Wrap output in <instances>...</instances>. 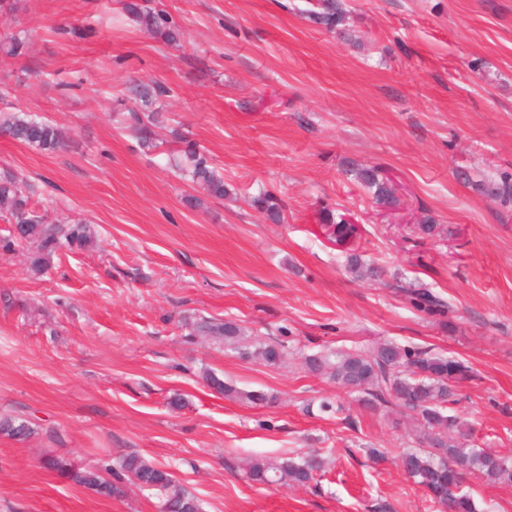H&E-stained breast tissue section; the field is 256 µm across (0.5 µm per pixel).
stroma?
Listing matches in <instances>:
<instances>
[{
  "instance_id": "stroma-1",
  "label": "stroma",
  "mask_w": 512,
  "mask_h": 512,
  "mask_svg": "<svg viewBox=\"0 0 512 512\" xmlns=\"http://www.w3.org/2000/svg\"><path fill=\"white\" fill-rule=\"evenodd\" d=\"M129 0H15L0 11L1 112L62 128L35 150L0 132V174L23 176L49 219L94 225L96 243L61 250L32 274L31 244L0 246V512H161L122 481L103 496L48 468V457L101 470L136 452L165 466L203 512H439L404 475L411 438L396 414L307 371L306 354L390 340L467 363L451 411L470 441L512 452V201L479 185L512 174V0H344V35L305 19L308 0H136L165 10L179 45L143 30ZM160 82L158 149L125 122L131 82ZM196 142L231 195L205 198L169 168ZM375 165L403 204L387 223L346 161ZM285 202L274 224L249 199ZM204 198L203 207L189 197ZM352 214L359 234L332 247L319 213ZM431 216L440 233L420 237ZM383 269L354 278L349 252ZM412 282L448 300L447 317L413 309ZM230 320L258 341L285 338L271 367L184 319ZM271 406L228 399L205 371ZM182 396L184 408L170 407ZM328 398L344 413H321ZM384 452L372 462L368 449ZM317 453L309 487L248 479L251 456Z\"/></svg>"
}]
</instances>
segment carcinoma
<instances>
[{
    "instance_id": "1",
    "label": "carcinoma",
    "mask_w": 512,
    "mask_h": 512,
    "mask_svg": "<svg viewBox=\"0 0 512 512\" xmlns=\"http://www.w3.org/2000/svg\"><path fill=\"white\" fill-rule=\"evenodd\" d=\"M126 10L148 30L164 36L169 43L180 39L178 29L169 26L162 10L145 9L129 3ZM308 18L327 31H334L344 20L339 0H318L308 10ZM167 89L156 83L138 85L133 89L138 108L131 109V120L140 145L152 150L157 147L155 113L150 106ZM0 129L14 139L38 150L55 151L65 145L61 130L46 122L15 113H0ZM180 159L172 164L180 178L201 186L208 197L221 200L229 195L222 176L208 157L189 140H183ZM356 180L373 195L377 205L394 209L399 197L390 180L380 175L376 166L353 167ZM28 185L23 179L5 174L0 178V216L13 225V238L36 244L30 256L31 271L41 274L59 250L84 249L93 243L94 234L87 224L49 222L31 206ZM488 195L504 202L512 200V175L503 173L499 180L483 185ZM251 205L274 223L282 219L284 203L270 191L252 198ZM324 226L336 242L345 244L356 236L354 224L339 219L336 212L325 209L320 214ZM350 271L359 279H373L378 268L367 265L355 253L348 255ZM410 304L428 316H443L447 303L425 288L414 285L401 287ZM188 336H205L236 350L246 359H257L270 366L284 361L283 341L267 343L254 341L245 335L234 321L200 319L186 323ZM307 369L328 376L337 386L359 395L368 409L394 405L411 421L408 433L415 437L418 447L405 449L401 465L406 476L425 490L430 499L448 512H477L474 499L463 485L470 474L487 483H512V457L498 455L486 448L468 445L470 428L458 417L448 414V403L457 383L469 380L471 368L461 360L429 347H412L392 341L377 344L368 351L337 350L316 352L305 357ZM209 388L226 398L252 404H271L277 396L265 391H242L224 382L213 372L205 375ZM32 433L28 421L19 418H0V435L23 440ZM49 466L68 475L75 483L96 493L108 496L122 493L121 486L104 478L97 470H76L62 459H52ZM322 460L316 455L254 457L246 463L247 477L260 484L308 486L321 476ZM116 477L123 475L139 488L154 492L162 499L163 512H201L197 498L188 492L165 468L152 463L138 453L120 455L112 468Z\"/></svg>"
}]
</instances>
